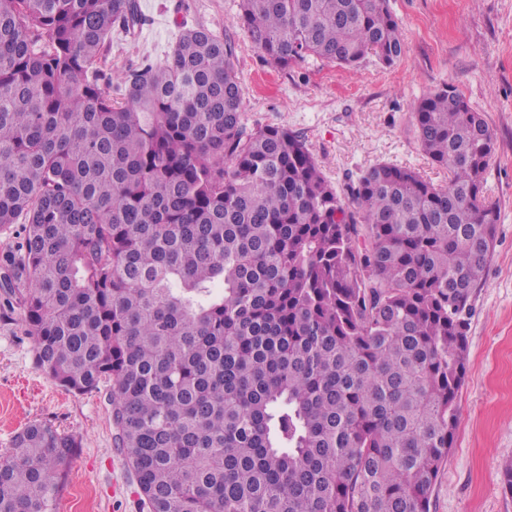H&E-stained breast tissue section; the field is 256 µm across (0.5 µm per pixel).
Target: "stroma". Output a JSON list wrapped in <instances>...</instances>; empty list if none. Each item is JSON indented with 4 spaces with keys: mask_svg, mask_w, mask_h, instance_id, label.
Instances as JSON below:
<instances>
[{
    "mask_svg": "<svg viewBox=\"0 0 512 512\" xmlns=\"http://www.w3.org/2000/svg\"><path fill=\"white\" fill-rule=\"evenodd\" d=\"M137 35L113 34V68L162 64L180 34L206 28L235 45L248 127L283 126L301 135L342 193L385 161L448 181L420 150L412 113L424 95L455 87L495 136L486 189L500 210L485 282L471 298L465 383L448 458L430 512H512L501 473L512 463V0H389L406 50L390 67L368 57L350 71L320 60L289 69L266 61L236 25L240 0H140ZM109 384L83 395L34 366L20 316L0 319V460L17 432L47 421L81 442L56 512H149L106 404Z\"/></svg>",
    "mask_w": 512,
    "mask_h": 512,
    "instance_id": "35a3bbf8",
    "label": "stroma"
}]
</instances>
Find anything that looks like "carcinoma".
Masks as SVG:
<instances>
[{
  "mask_svg": "<svg viewBox=\"0 0 512 512\" xmlns=\"http://www.w3.org/2000/svg\"><path fill=\"white\" fill-rule=\"evenodd\" d=\"M281 69L405 50L388 0H240ZM139 0H0V317L74 394L112 381L151 512H430L452 447L500 211L484 115L451 86L413 111L436 185L377 162L351 199L300 135L247 128L234 46L184 31L118 77ZM80 442L32 422L0 512H55Z\"/></svg>",
  "mask_w": 512,
  "mask_h": 512,
  "instance_id": "carcinoma-1",
  "label": "carcinoma"
}]
</instances>
